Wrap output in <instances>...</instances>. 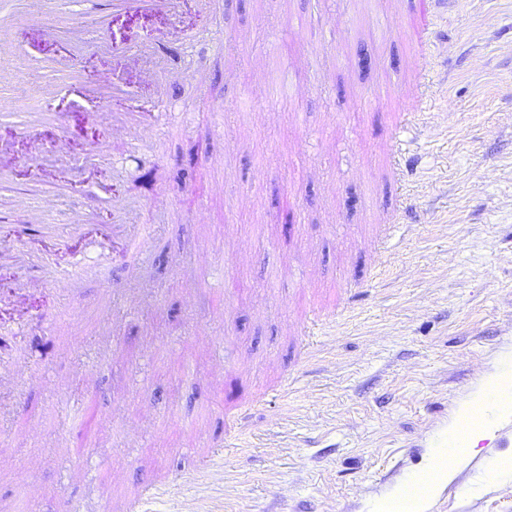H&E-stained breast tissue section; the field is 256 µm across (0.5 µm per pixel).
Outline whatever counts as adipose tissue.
<instances>
[{"instance_id": "1", "label": "adipose tissue", "mask_w": 512, "mask_h": 512, "mask_svg": "<svg viewBox=\"0 0 512 512\" xmlns=\"http://www.w3.org/2000/svg\"><path fill=\"white\" fill-rule=\"evenodd\" d=\"M506 390L512 391V374L504 371L488 374L461 404L455 419L445 432L440 449L435 450L432 463L427 469L428 487L408 500L405 508L385 507L381 512H426L429 499L455 479L468 458L476 453L481 442L492 437L490 424L472 419L470 412L473 405Z\"/></svg>"}]
</instances>
